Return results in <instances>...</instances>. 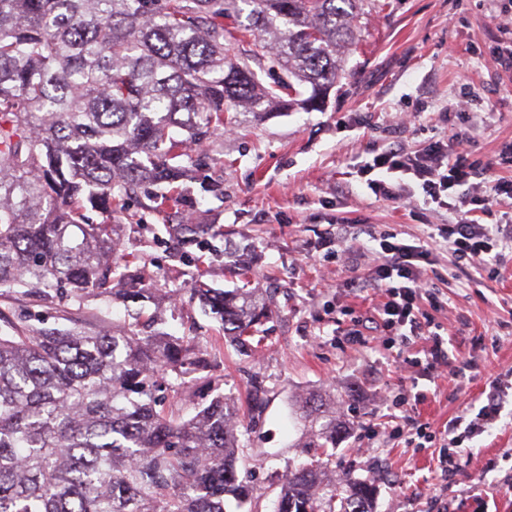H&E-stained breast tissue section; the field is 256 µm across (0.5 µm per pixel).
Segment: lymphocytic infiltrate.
<instances>
[{"mask_svg": "<svg viewBox=\"0 0 512 512\" xmlns=\"http://www.w3.org/2000/svg\"><path fill=\"white\" fill-rule=\"evenodd\" d=\"M469 138L454 134L448 139L419 150L399 145L375 154L362 167L370 175V188L387 199L399 198V191L386 181L375 178V171L400 173L418 184L427 199L442 203L453 199L460 213L457 223L442 225L437 240L408 243L393 234L380 235L376 259L369 280H355V287L371 283L384 291L385 300L378 309L384 327L395 336H419L424 344L421 357L412 358L411 367L425 370L430 377L443 372L459 375L463 359L450 352L448 342L438 332L423 333V301L432 300L427 267L433 266L440 249H447L455 265H478L496 274L506 251H512L511 224L480 223L479 213L492 206L512 201V178L499 175V168H512V146L501 151L497 162H478L472 158ZM512 395V369L495 377L491 390L480 406H466L451 418L443 432L446 446L438 455L442 474L454 470L452 449L493 427L500 418L508 396Z\"/></svg>", "mask_w": 512, "mask_h": 512, "instance_id": "f902f5d3", "label": "lymphocytic infiltrate"}]
</instances>
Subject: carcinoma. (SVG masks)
<instances>
[{
  "label": "carcinoma",
  "mask_w": 512,
  "mask_h": 512,
  "mask_svg": "<svg viewBox=\"0 0 512 512\" xmlns=\"http://www.w3.org/2000/svg\"><path fill=\"white\" fill-rule=\"evenodd\" d=\"M364 0H0V288H26L70 327L0 309V512H226L239 481V421L217 396L169 413L209 361L155 318L105 329L88 298H151L138 271L106 287L117 229L90 224L115 194L184 176L203 144L276 107L317 110L357 49ZM285 77L260 82L234 51L254 35ZM241 345L268 312L259 290L199 288ZM313 460L290 472L276 512H374L375 485L332 480L318 457L345 428L336 405L302 396Z\"/></svg>",
  "instance_id": "carcinoma-1"
}]
</instances>
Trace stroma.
Wrapping results in <instances>:
<instances>
[{"label": "stroma", "instance_id": "stroma-1", "mask_svg": "<svg viewBox=\"0 0 512 512\" xmlns=\"http://www.w3.org/2000/svg\"><path fill=\"white\" fill-rule=\"evenodd\" d=\"M498 0H366L356 21L361 41L323 110L275 112L190 145L184 180L143 184L119 197L94 224L120 227V253L154 289L167 331L194 337L209 370L186 375L193 400L175 397L183 418L216 395L238 413L247 452L240 478L253 512H274L289 465L309 462L295 447L292 400L331 391L346 430L330 473H352L378 487L375 512H512V415L465 442L456 472L441 478L438 448H413L393 416L440 432L463 402L485 399L490 382L512 367V260L497 276L452 274L440 254L436 303L422 309L472 368L463 377L404 380L399 365L420 343L382 345L360 321L374 315L379 289L352 288L374 265V237L427 240L453 224V209L376 195L358 171L361 156L400 142L409 149L470 137L475 155L497 159L512 144V74L489 67L507 21ZM178 196L152 207L155 195ZM348 224L353 260L317 245L336 220ZM231 291L258 288L272 315L261 343L240 347L204 313L195 284ZM406 405H399V397Z\"/></svg>", "mask_w": 512, "mask_h": 512}]
</instances>
